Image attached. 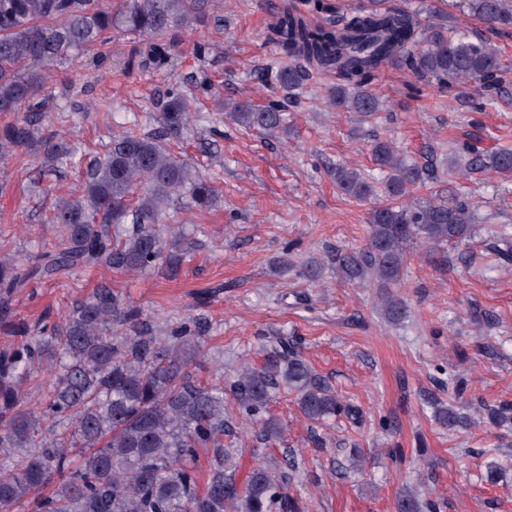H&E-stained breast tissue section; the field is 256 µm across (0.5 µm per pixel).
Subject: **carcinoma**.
Here are the masks:
<instances>
[{"label": "carcinoma", "instance_id": "1", "mask_svg": "<svg viewBox=\"0 0 512 512\" xmlns=\"http://www.w3.org/2000/svg\"><path fill=\"white\" fill-rule=\"evenodd\" d=\"M207 0H120L117 10L96 0H0V112L26 114L0 127V162L35 143L37 121L51 98L38 65L61 61L102 43L115 28L153 40L152 55L163 58L159 39L185 26ZM481 19H501L500 0H473ZM270 39L292 60L260 73L263 85L289 96L300 86L305 63L336 72L328 102L353 112L363 122L382 110L368 85L390 64L410 71L426 85L473 83L491 88L500 71L494 46L475 42L456 28L421 29L414 13L385 8L356 13L340 23L312 25L285 11ZM190 101L176 96L167 104L152 134L136 124L112 133L103 159L91 170L82 194L63 201L51 223L65 233L33 268L30 276L51 279L78 265L103 262L124 272L162 269L175 277L191 256L192 242L162 223L180 198L204 209L217 196L213 182L196 174L185 159L166 148L190 125ZM224 118L247 130L276 132L287 125L277 101L258 107L244 100L224 101ZM377 180L338 165L336 187L346 196L370 201L367 242L332 255L336 273L349 283L370 282L390 323L407 313V298L395 291L408 254L418 244H463L477 224L472 204L453 187L413 198L414 190L438 178L434 170L406 160L394 143L372 144ZM464 170L483 169L512 178V149L468 151ZM322 262L310 257L301 274L320 279ZM25 277L0 262V314L8 315ZM204 327L182 323L159 336L139 310L107 286L75 304L62 324L42 321L35 333L0 353V512L45 486L57 489L30 501V512H302L290 493L301 467L295 450L282 449L279 470L255 466L244 484L235 481L224 435L234 432L225 415L231 397L238 417L259 424L256 440L280 439L281 426L260 419L274 393L295 394L308 421L357 417L359 409L342 404L322 377L302 358L295 340L277 336L259 367H247L224 384H202L188 366L205 352ZM47 367L52 388L40 410L24 405L23 384ZM439 424L451 433L475 424L464 387L454 399L434 400ZM489 422L512 432V403L480 404ZM205 471H200L201 457ZM396 512H440V503L400 490Z\"/></svg>", "mask_w": 512, "mask_h": 512}]
</instances>
